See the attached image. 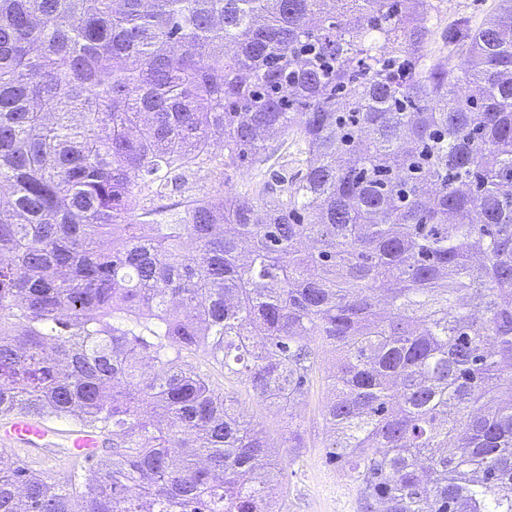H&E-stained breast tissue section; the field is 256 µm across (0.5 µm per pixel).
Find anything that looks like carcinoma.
Listing matches in <instances>:
<instances>
[{"label":"carcinoma","mask_w":512,"mask_h":512,"mask_svg":"<svg viewBox=\"0 0 512 512\" xmlns=\"http://www.w3.org/2000/svg\"><path fill=\"white\" fill-rule=\"evenodd\" d=\"M402 2L0 0V418L103 438L88 486L0 466V512H282L193 360L298 448L323 353L358 512H512V0L457 62ZM290 134L300 178L163 219Z\"/></svg>","instance_id":"obj_1"}]
</instances>
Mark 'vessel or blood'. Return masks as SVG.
Wrapping results in <instances>:
<instances>
[{
    "label": "vessel or blood",
    "mask_w": 512,
    "mask_h": 512,
    "mask_svg": "<svg viewBox=\"0 0 512 512\" xmlns=\"http://www.w3.org/2000/svg\"><path fill=\"white\" fill-rule=\"evenodd\" d=\"M101 443L95 431L59 427L23 413L0 419V446L36 471L61 470L76 460L94 461Z\"/></svg>",
    "instance_id": "obj_1"
}]
</instances>
